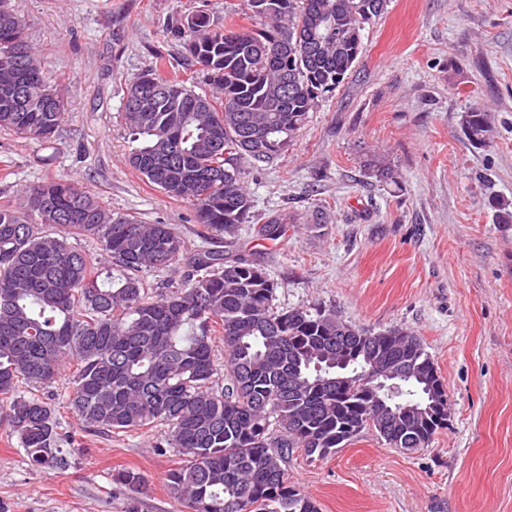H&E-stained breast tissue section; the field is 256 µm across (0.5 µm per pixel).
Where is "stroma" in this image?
<instances>
[{
    "instance_id": "obj_1",
    "label": "stroma",
    "mask_w": 512,
    "mask_h": 512,
    "mask_svg": "<svg viewBox=\"0 0 512 512\" xmlns=\"http://www.w3.org/2000/svg\"><path fill=\"white\" fill-rule=\"evenodd\" d=\"M30 44L61 85L65 119L56 140L0 131V204L26 186L67 178L110 209L170 224L187 253L202 247L257 263L278 284L281 309L322 306L346 322L413 331L450 403L446 429L406 452L366 434L322 460L288 457L289 481L321 512H512V0H389L366 27L363 51L320 99L288 150L239 163L254 208L233 246L199 236L191 204L134 171L122 113L128 81L181 47L167 30L202 8L246 25L247 0H10ZM490 115L485 146L460 116ZM394 172L377 180L364 163ZM284 235L259 239L269 216ZM64 369L44 386L73 450L63 470L29 464L0 424V512H180L166 485L184 458L160 447L161 429L83 431L62 401ZM136 469L132 493L113 480Z\"/></svg>"
}]
</instances>
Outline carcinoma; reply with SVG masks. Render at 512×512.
Here are the masks:
<instances>
[{
	"label": "carcinoma",
	"instance_id": "cac0c4a2",
	"mask_svg": "<svg viewBox=\"0 0 512 512\" xmlns=\"http://www.w3.org/2000/svg\"><path fill=\"white\" fill-rule=\"evenodd\" d=\"M251 26L235 29L204 10L177 20L183 65L212 93H197L159 68L133 77L122 98L128 162L166 195L195 208L196 222L227 243L253 218L238 161L285 150L319 98L333 91L363 50L365 25L387 0H248ZM319 45L309 58L304 44ZM58 83L28 42L26 23L0 0V129L40 142L64 120ZM466 138L483 145L487 113L461 115ZM379 180L393 171L377 157ZM284 218L260 229L267 240ZM92 239L93 264L69 239ZM185 241L171 224L115 212L67 179L26 187L0 205V423L30 464L69 465L55 408L34 393L73 364L67 405L89 430L163 429L186 463L167 474L185 512H319L288 482L300 448L321 460L365 433L393 448L432 442L448 416L419 411L425 381L441 377L411 331L377 333L333 309H278L277 283L261 266L202 250L181 283L157 295L144 273L171 268ZM224 341V383L213 379V346ZM344 367L339 384L336 355ZM390 377L384 385L374 374ZM117 484L140 493L141 473Z\"/></svg>",
	"mask_w": 512,
	"mask_h": 512
}]
</instances>
